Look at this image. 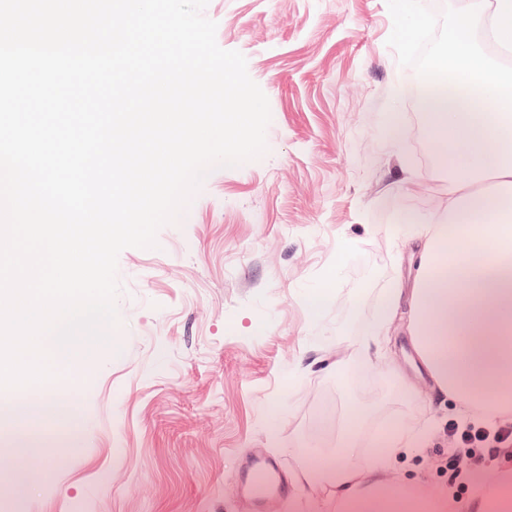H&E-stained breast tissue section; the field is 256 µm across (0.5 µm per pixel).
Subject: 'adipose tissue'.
<instances>
[{
    "instance_id": "ef3b65f1",
    "label": "adipose tissue",
    "mask_w": 512,
    "mask_h": 512,
    "mask_svg": "<svg viewBox=\"0 0 512 512\" xmlns=\"http://www.w3.org/2000/svg\"><path fill=\"white\" fill-rule=\"evenodd\" d=\"M504 52L512 54V0H469L427 68V134L448 174L441 219L395 225L415 257L354 340L358 361L372 363L405 314L417 373L477 406L491 425L512 417V66ZM361 433L358 419L342 427L339 454L303 468L300 482L335 499L339 512H445L447 491L421 502L393 490L389 472L417 447L414 430L389 425L374 436L382 460L354 463L341 451L358 447ZM461 508L512 512V467L498 468Z\"/></svg>"
}]
</instances>
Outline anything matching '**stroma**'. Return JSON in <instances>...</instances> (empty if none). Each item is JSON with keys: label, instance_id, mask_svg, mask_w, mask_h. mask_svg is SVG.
Instances as JSON below:
<instances>
[{"label": "stroma", "instance_id": "1", "mask_svg": "<svg viewBox=\"0 0 512 512\" xmlns=\"http://www.w3.org/2000/svg\"><path fill=\"white\" fill-rule=\"evenodd\" d=\"M460 4L421 0L408 34L397 0H209L218 45L245 56L269 101L267 151L212 170L156 248L120 253L119 348L72 363L79 388L57 381L55 399L76 404L70 426L35 424L38 454L0 455V512H304L312 492L298 474L334 453L342 420L360 410L369 429L400 424L418 401L432 433L395 460L401 494H471L445 461L450 427H483L479 411L425 378L410 399L384 362L358 366L351 345L396 255L412 253L393 224L430 215L446 177L411 70L447 38ZM391 116L401 139L381 136ZM343 237L358 246L341 257ZM335 265L333 297L311 322L307 296ZM254 457L278 462L283 494L242 493Z\"/></svg>", "mask_w": 512, "mask_h": 512}]
</instances>
